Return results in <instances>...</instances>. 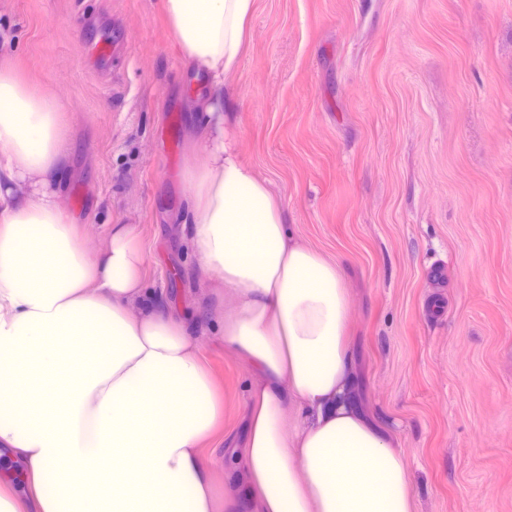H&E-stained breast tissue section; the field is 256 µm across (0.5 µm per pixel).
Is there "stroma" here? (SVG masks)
I'll return each instance as SVG.
<instances>
[{"label":"stroma","instance_id":"35a3bbf8","mask_svg":"<svg viewBox=\"0 0 512 512\" xmlns=\"http://www.w3.org/2000/svg\"><path fill=\"white\" fill-rule=\"evenodd\" d=\"M103 17L130 43L108 77L82 50ZM3 58L68 118L86 247L134 225L147 288L199 342L223 489L252 374L198 319L224 297L188 249L197 92L161 0H0ZM224 109L297 238L344 270L357 392L415 512H512V0H256Z\"/></svg>","mask_w":512,"mask_h":512}]
</instances>
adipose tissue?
<instances>
[{
	"label": "adipose tissue",
	"mask_w": 512,
	"mask_h": 512,
	"mask_svg": "<svg viewBox=\"0 0 512 512\" xmlns=\"http://www.w3.org/2000/svg\"><path fill=\"white\" fill-rule=\"evenodd\" d=\"M203 74L189 246L231 301L226 348L252 369L246 430L216 496L203 445L223 402L183 320L149 300L127 224L85 249L61 203L64 112L0 62V512H414L407 464L355 392L350 295L294 239L224 127L255 0H162Z\"/></svg>",
	"instance_id": "1"
}]
</instances>
